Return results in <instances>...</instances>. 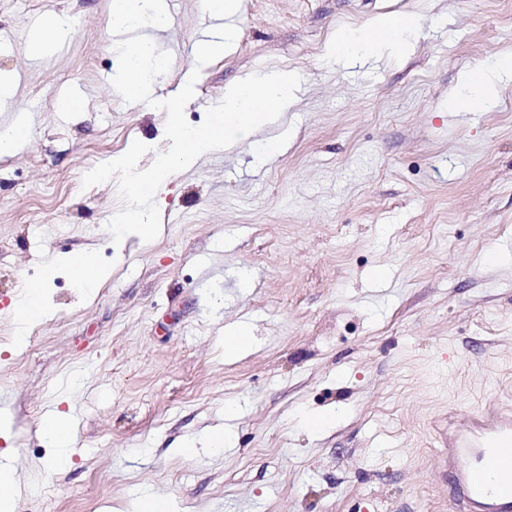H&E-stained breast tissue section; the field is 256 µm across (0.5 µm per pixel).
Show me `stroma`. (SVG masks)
<instances>
[{"mask_svg": "<svg viewBox=\"0 0 512 512\" xmlns=\"http://www.w3.org/2000/svg\"><path fill=\"white\" fill-rule=\"evenodd\" d=\"M61 10L69 31L29 56ZM389 13L419 17L405 45L327 58L338 31ZM109 19L110 0H0V128H30L0 158V452L19 512H134L146 492L172 512H448L449 411L512 412V75L474 111L448 99L512 50V0H242L234 45L201 68L215 22L178 0L152 96L199 70L191 125L249 75L301 84L257 133L282 140L274 162L247 137L204 156L169 178L157 238L119 253L117 182L83 176L170 142L166 112L112 86ZM74 251L109 278L88 294L58 275L52 317L15 345L12 303ZM242 321L250 345L227 356ZM50 411L70 415L64 462L40 432ZM326 412L330 428L303 425ZM217 427L230 448L181 454Z\"/></svg>", "mask_w": 512, "mask_h": 512, "instance_id": "35a3bbf8", "label": "stroma"}]
</instances>
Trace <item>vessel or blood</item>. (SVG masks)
Wrapping results in <instances>:
<instances>
[{
	"instance_id": "obj_1",
	"label": "vessel or blood",
	"mask_w": 512,
	"mask_h": 512,
	"mask_svg": "<svg viewBox=\"0 0 512 512\" xmlns=\"http://www.w3.org/2000/svg\"><path fill=\"white\" fill-rule=\"evenodd\" d=\"M448 479L454 512H512V416L478 412L458 425Z\"/></svg>"
}]
</instances>
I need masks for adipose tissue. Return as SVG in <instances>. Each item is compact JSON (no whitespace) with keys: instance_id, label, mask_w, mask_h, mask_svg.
<instances>
[{"instance_id":"obj_1","label":"adipose tissue","mask_w":512,"mask_h":512,"mask_svg":"<svg viewBox=\"0 0 512 512\" xmlns=\"http://www.w3.org/2000/svg\"><path fill=\"white\" fill-rule=\"evenodd\" d=\"M113 31L125 32L138 28L162 29L168 24L167 18L159 13L154 0H112L110 13ZM420 20L410 14H391L382 17L373 25L341 31L330 48L336 58L360 54H378L385 49L399 45L405 34L418 28ZM512 70V56H499L493 70L479 69L469 79L464 92L456 99L454 107L464 110L479 99L489 97L493 88L494 75H503ZM68 269L76 287L93 290L108 278L109 272L101 267L88 252H72L55 255L44 267V281H52L61 269Z\"/></svg>"}]
</instances>
